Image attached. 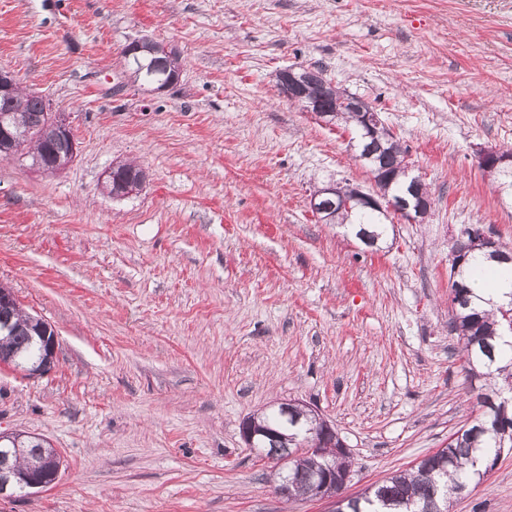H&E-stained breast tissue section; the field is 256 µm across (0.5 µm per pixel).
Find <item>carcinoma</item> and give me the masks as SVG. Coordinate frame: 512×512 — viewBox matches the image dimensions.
I'll return each mask as SVG.
<instances>
[{"instance_id": "obj_1", "label": "carcinoma", "mask_w": 512, "mask_h": 512, "mask_svg": "<svg viewBox=\"0 0 512 512\" xmlns=\"http://www.w3.org/2000/svg\"><path fill=\"white\" fill-rule=\"evenodd\" d=\"M178 59H169L155 53L152 43L143 41L125 57V64L133 81L142 85L157 86L174 84L179 77ZM299 73L305 75L304 96L297 101L308 112H327L333 123L339 122L351 127L357 134L360 152L374 151L373 141L365 136L361 126L360 113L344 106L350 95L338 91L324 77L319 66L302 67ZM48 102L37 95H0V117L12 131H21L25 137L6 147H13L30 158L31 163L50 168L65 160L71 150V143L52 129L51 113L46 111ZM407 149L395 137H388L382 150L375 154L377 163L370 165V171L387 177L395 174L406 161ZM145 178L142 168L132 163L120 164L115 170V183L138 181ZM328 224H349L355 236L363 244L368 241L361 236L367 230L378 237L387 232L382 217L371 211L359 209L347 212L331 210ZM475 239L469 232L454 245L457 256L450 264L452 318L451 328L463 341L464 370L469 377L482 375L485 378H500L507 389L493 388L494 396H484L480 401L481 410L474 416L464 431L455 433L448 446L425 457L419 465L406 472L395 474L383 483L367 488L361 495L351 497L341 506V512H448L449 503L470 487L477 486L495 466L502 450L512 449V402L501 399V395H512V293L506 298L493 301L488 299L483 309L474 302L468 273L475 268L478 258L512 263V250L498 246L491 253L474 245ZM9 326V339L4 348L17 354L12 363L24 367L40 356L39 344L32 340L35 325L30 315L17 302L9 308L0 309V327ZM296 413L283 416L280 408H273L258 415V419L272 425L288 423L291 440H268L263 443L260 453L273 460L286 458V474L293 496L307 495L313 476L321 470L324 459L299 453V442L306 436L307 421L294 425ZM21 449L14 443H0V458H7L10 464L20 469L35 468L50 447L39 437L24 438Z\"/></svg>"}]
</instances>
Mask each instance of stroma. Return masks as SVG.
Here are the masks:
<instances>
[{
	"instance_id": "obj_1",
	"label": "stroma",
	"mask_w": 512,
	"mask_h": 512,
	"mask_svg": "<svg viewBox=\"0 0 512 512\" xmlns=\"http://www.w3.org/2000/svg\"><path fill=\"white\" fill-rule=\"evenodd\" d=\"M140 38L179 54L177 84L127 85ZM313 63L375 107L431 193L378 247L309 208L314 188L374 186L351 129L277 89ZM1 67L69 114L77 152L56 175L0 159V285L57 336L49 374L0 365V432L64 457L0 512H327L275 493L245 418L317 409L354 497L477 414L448 259L474 225L512 247L478 164L512 149V0H0ZM125 161L148 178L115 199L101 182ZM451 512H512V451Z\"/></svg>"
}]
</instances>
